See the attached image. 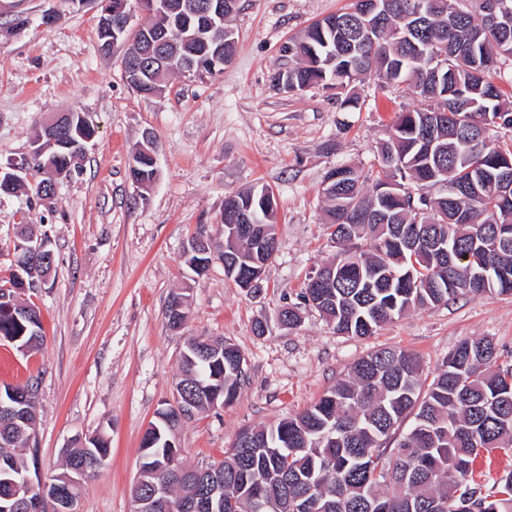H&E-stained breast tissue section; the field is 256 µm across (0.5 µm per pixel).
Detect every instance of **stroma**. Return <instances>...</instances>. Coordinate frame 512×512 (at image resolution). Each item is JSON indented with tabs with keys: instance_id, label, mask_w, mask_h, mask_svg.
<instances>
[{
	"instance_id": "1",
	"label": "stroma",
	"mask_w": 512,
	"mask_h": 512,
	"mask_svg": "<svg viewBox=\"0 0 512 512\" xmlns=\"http://www.w3.org/2000/svg\"><path fill=\"white\" fill-rule=\"evenodd\" d=\"M348 0H238L230 18L232 58L212 78L173 75L158 96L126 82L124 45L103 53L99 0H0V166L27 156L54 114L79 112L96 130L79 169L51 203L23 190L0 195V281L13 267L19 226L45 238L54 267L32 298L44 342L21 353L0 344V386L38 383L34 435L25 450L40 479L60 472L76 440L103 433L110 456L81 488V512H133L142 436L173 402L190 338L235 345L245 376L230 405L197 413L178 430L188 466L217 463L246 427L297 415L372 351L415 354L433 380L466 339L489 338L512 355V295L461 296L410 311L367 338L340 335L303 298L310 276L339 249L321 193L331 169L377 170L396 113L419 99L375 81L357 88L360 106L342 110L332 91L279 88L289 60L281 48ZM58 22L42 23L46 10ZM158 143V176L137 190L130 154L144 131ZM269 186L278 248L258 287L224 275L221 261L195 275L184 263L192 237L224 244V198ZM188 297L190 313L171 331L165 305ZM297 308L288 325L283 309Z\"/></svg>"
}]
</instances>
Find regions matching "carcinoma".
<instances>
[{
    "label": "carcinoma",
    "instance_id": "carcinoma-1",
    "mask_svg": "<svg viewBox=\"0 0 512 512\" xmlns=\"http://www.w3.org/2000/svg\"><path fill=\"white\" fill-rule=\"evenodd\" d=\"M379 10L363 16L362 0L312 24L283 52L298 63L280 70L275 81L299 88L321 85L335 91L343 106L357 103L355 88L371 75L418 97L425 107L399 112L380 152L381 171L342 166V189L324 195L327 223L338 242L362 241L338 252L309 278L304 298L338 334L370 336L405 312L446 304L460 294H512V201L504 202L498 176L512 149L487 141L481 125H512V100L490 78L488 60L512 50V27L478 35L487 27V0H379ZM200 18L171 16L176 32H192ZM234 34L224 43H180L183 59L198 63L219 54L229 59ZM437 52L438 73L421 55ZM43 157L28 160L36 197L46 200ZM152 159L142 154L129 178L150 179ZM411 177L417 191L393 196L385 185L397 174ZM486 177L485 197L433 190L459 185L469 176ZM239 207L258 224L276 223L272 190L261 185L234 194ZM237 253L239 266L261 259L251 242L224 248ZM0 342L34 350L43 342L40 313L25 314L0 287ZM193 339L181 354L177 385L197 409L237 394L245 358L236 346L223 354L198 353ZM493 340H465L448 355L445 369L422 389V368L407 351L381 348L357 361L302 413L242 431L214 475L224 476V512H251L253 499L274 498L279 512H512V470L487 486L474 479L481 454L512 452V367L500 363ZM16 408L0 415V512H27L12 498V482L30 474L22 448L31 438L37 395L23 400L0 388V401ZM141 442L148 458L132 495L153 482L169 485L172 499L190 494L211 479L182 463V448H171L165 419L156 411ZM408 433L393 434L406 419ZM395 445H390V442ZM102 433L72 448L65 467L49 479L47 493L72 489L68 475L84 463L86 476L98 473L109 455Z\"/></svg>",
    "mask_w": 512,
    "mask_h": 512
}]
</instances>
